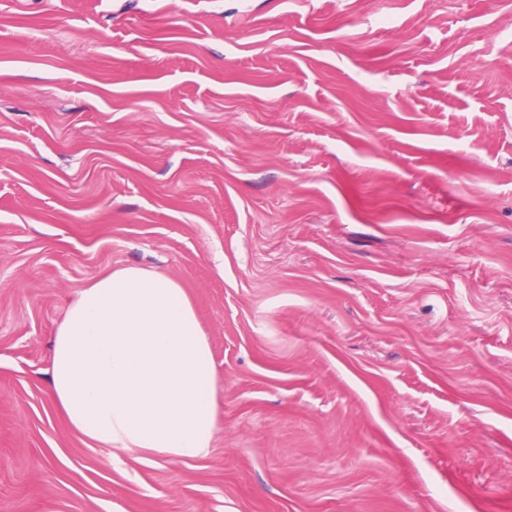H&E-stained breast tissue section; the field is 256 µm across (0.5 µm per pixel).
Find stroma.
<instances>
[{
  "label": "stroma",
  "instance_id": "obj_1",
  "mask_svg": "<svg viewBox=\"0 0 512 512\" xmlns=\"http://www.w3.org/2000/svg\"><path fill=\"white\" fill-rule=\"evenodd\" d=\"M130 265L209 337L203 458L48 395ZM0 512H512V0H0Z\"/></svg>",
  "mask_w": 512,
  "mask_h": 512
}]
</instances>
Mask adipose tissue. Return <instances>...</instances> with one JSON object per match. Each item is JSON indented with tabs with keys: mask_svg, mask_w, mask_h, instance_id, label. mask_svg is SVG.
I'll list each match as a JSON object with an SVG mask.
<instances>
[{
	"mask_svg": "<svg viewBox=\"0 0 512 512\" xmlns=\"http://www.w3.org/2000/svg\"><path fill=\"white\" fill-rule=\"evenodd\" d=\"M210 342L173 278L123 266L92 280L57 328L49 396L112 457L207 455L221 419Z\"/></svg>",
	"mask_w": 512,
	"mask_h": 512,
	"instance_id": "ef3b65f1",
	"label": "adipose tissue"
}]
</instances>
